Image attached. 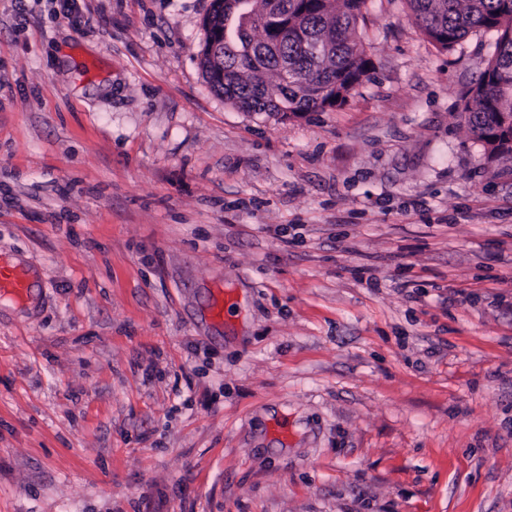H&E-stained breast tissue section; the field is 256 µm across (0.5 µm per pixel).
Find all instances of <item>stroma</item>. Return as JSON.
Returning a JSON list of instances; mask_svg holds the SVG:
<instances>
[{
	"label": "stroma",
	"mask_w": 512,
	"mask_h": 512,
	"mask_svg": "<svg viewBox=\"0 0 512 512\" xmlns=\"http://www.w3.org/2000/svg\"><path fill=\"white\" fill-rule=\"evenodd\" d=\"M60 4L0 0V512H512L493 36L367 0L371 78L284 120L206 82L212 0ZM29 282L25 272L16 265L0 262V295L24 301L29 295Z\"/></svg>",
	"instance_id": "obj_1"
}]
</instances>
